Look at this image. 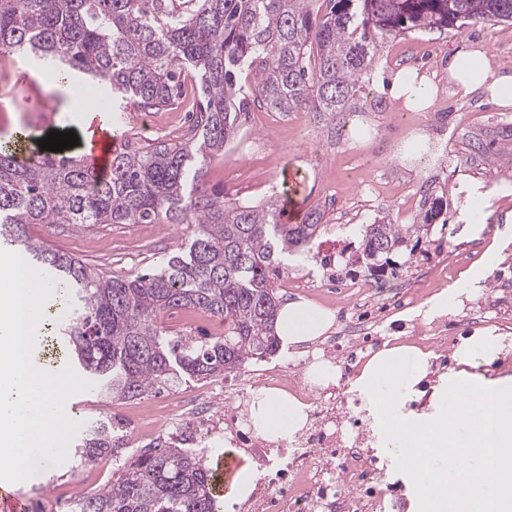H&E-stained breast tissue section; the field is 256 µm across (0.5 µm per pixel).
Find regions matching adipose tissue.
<instances>
[{
    "label": "adipose tissue",
    "instance_id": "adipose-tissue-1",
    "mask_svg": "<svg viewBox=\"0 0 512 512\" xmlns=\"http://www.w3.org/2000/svg\"><path fill=\"white\" fill-rule=\"evenodd\" d=\"M448 76L455 83L459 98L468 99L486 90L505 102H512V75H494L488 47H464L448 59ZM390 91L408 112L428 110L435 101L436 89L428 76L416 70L395 72ZM331 318L320 307L302 301L283 305L277 315L275 331L283 345L307 342L321 336L329 328ZM306 422L305 407L295 398L283 394L257 396L251 406V423L261 436L279 440L291 439Z\"/></svg>",
    "mask_w": 512,
    "mask_h": 512
}]
</instances>
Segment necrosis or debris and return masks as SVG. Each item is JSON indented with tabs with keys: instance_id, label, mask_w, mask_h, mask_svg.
<instances>
[{
	"instance_id": "obj_1",
	"label": "necrosis or debris",
	"mask_w": 512,
	"mask_h": 512,
	"mask_svg": "<svg viewBox=\"0 0 512 512\" xmlns=\"http://www.w3.org/2000/svg\"><path fill=\"white\" fill-rule=\"evenodd\" d=\"M282 285L333 288L345 298L344 335L327 337L314 359L339 366L348 379L357 375L364 354L383 344L379 334L365 331V323L377 324L389 311L415 307L420 295L401 276L350 273L338 247L322 251L319 270H307ZM253 392H282L302 402L308 412L304 432L280 444L255 436L244 410ZM360 405L357 398L345 403L333 384L315 386L302 374L266 362L251 370L245 383L231 378L213 381L191 415L140 435L139 440L154 446L176 434L189 447L206 448L213 436H222L225 447L241 450L259 472L252 494L238 512H411L407 497L381 487L388 460L370 453L371 437L354 413Z\"/></svg>"
}]
</instances>
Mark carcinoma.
<instances>
[{"mask_svg": "<svg viewBox=\"0 0 512 512\" xmlns=\"http://www.w3.org/2000/svg\"><path fill=\"white\" fill-rule=\"evenodd\" d=\"M512 22V0H0V50L47 71L83 77L107 92L94 106L123 121L128 104L154 112L178 104L182 77L201 101L175 143L128 139L98 178L74 149L50 152L21 130L0 141V245L56 273L55 323L74 370L114 401L142 399L181 381H204L267 356L281 342L283 258L307 260L324 212L287 224L279 200L231 202L203 188L206 168L241 134L250 112L306 111L331 126L352 111L384 44L408 31ZM387 216L360 224L369 275L428 256L429 227ZM32 224H194V236L161 264L112 274L54 249ZM192 310L224 322V334L172 333L164 319ZM93 422L69 450L81 465L116 456L125 435ZM213 473L193 448L171 440L143 448L112 484L78 496L73 512H217Z\"/></svg>", "mask_w": 512, "mask_h": 512, "instance_id": "carcinoma-1", "label": "carcinoma"}]
</instances>
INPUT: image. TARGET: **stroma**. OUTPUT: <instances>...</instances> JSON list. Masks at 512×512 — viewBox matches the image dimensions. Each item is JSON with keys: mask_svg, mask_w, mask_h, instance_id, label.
<instances>
[{"mask_svg": "<svg viewBox=\"0 0 512 512\" xmlns=\"http://www.w3.org/2000/svg\"><path fill=\"white\" fill-rule=\"evenodd\" d=\"M490 47L495 68L512 74V25L476 24L444 33L411 31L385 45L370 75L371 86L361 95L357 112L337 116L335 133L305 112L272 116L253 111L244 128L255 144L249 151L238 143L226 146L224 156L212 162L205 176L208 190L240 201L285 196V173L294 171L301 181V212L324 210L322 240L344 244L343 227L370 224L389 215L394 223H412L417 211L405 203L404 191L415 193L419 206L446 199L457 209L459 193L473 186L488 190L512 184V105H503L489 93L459 98L448 83V57L461 46ZM417 68L438 87L433 106L424 112L398 108L382 78L397 70ZM69 114L43 77L23 58L0 52V136L24 128L39 134L69 125ZM188 114L178 107L155 115L131 110L124 130L141 146L170 140L175 129L186 126ZM444 139L442 155H413L411 145ZM484 226L454 218L446 231H432L439 241L443 265L436 273L440 285L428 289L421 311L388 318L384 336H395L400 326L424 329L422 310L437 291L459 292L447 310L448 326L458 336L485 333L498 337L494 354L475 350L471 372L489 379L512 378V288L501 287L499 271L512 267V196L494 200ZM487 223V224H488ZM195 231L191 224H99L77 232L65 224H33L31 235L54 249L73 255L105 273L137 274L152 269L170 256ZM456 359L446 369H429L426 378L433 396L425 408L410 407L417 395L407 385L398 406L401 417L421 421L439 411L448 376L456 372ZM70 418L91 424L104 416H124L130 402H114L90 390L66 402ZM97 468L74 460L40 468L38 475L21 482L29 497L28 512H53L58 494L74 498L104 485Z\"/></svg>", "mask_w": 512, "mask_h": 512, "instance_id": "1", "label": "stroma"}]
</instances>
